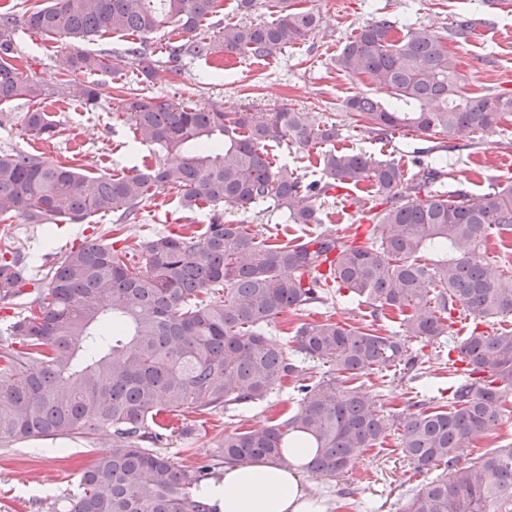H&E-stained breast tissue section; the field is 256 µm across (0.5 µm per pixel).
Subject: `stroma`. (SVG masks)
Returning a JSON list of instances; mask_svg holds the SVG:
<instances>
[{"mask_svg":"<svg viewBox=\"0 0 512 512\" xmlns=\"http://www.w3.org/2000/svg\"><path fill=\"white\" fill-rule=\"evenodd\" d=\"M300 7L318 13L319 28L305 41L286 48L275 57L256 60L248 56H216L184 62L181 75H174L167 62L168 45L176 40L172 28L146 35L156 60L150 80H143L134 67L111 74L112 96L90 110L67 93L66 81H99V74L71 73L67 60L74 50L109 54L123 52L132 36L104 34L92 41L17 32L19 64L25 75L50 91L45 109L50 112L57 135L47 148L49 157L71 162L81 171L95 175L117 174L121 169L154 163L149 147L134 143L130 122L121 112L118 99L145 92L164 99L215 105L233 112L247 107L269 112L287 107L305 112L317 123L345 126L337 149L360 151L377 159L398 162L405 175H412L416 159H428L436 144L448 151L447 190L465 189L470 194L486 193L494 186L512 183V121L502 122L496 132L475 138L428 137L416 132L381 137L359 128L347 113L345 102L358 94L385 101V90L370 84L367 77H354L337 69L334 59L345 42L361 26L384 15L399 23H415L436 31L446 40L448 56L463 77L465 93L512 92V0H297ZM484 20L487 31L480 37L459 39L452 30L460 17ZM27 101L0 107V150H29L34 140L27 132L23 115ZM320 150L297 145L271 147L270 160L288 164L307 180L320 176ZM319 223L290 224L281 213L227 209L228 224L247 225L256 237L274 242L284 238L314 237L337 233L349 225H365L368 215L348 212L341 199L316 200ZM206 209L182 208L175 195L167 194L144 209V219L129 224L125 234L147 240L184 225L200 235L211 222ZM114 217L92 216L80 224H26L18 218H0V238L19 248L31 265L51 266L73 246L85 241L106 242ZM371 308L364 299H347L311 308L310 312L278 317L268 327L276 343L290 342L306 319L346 322L355 326L370 323ZM410 350L426 360L427 372L414 382L381 386L376 375L364 374L355 385L374 398L384 414L401 415L417 397L448 398L456 375L436 357V346L413 339ZM298 405L293 381H286L265 400L244 410L218 411L206 417L180 411L172 416L174 432L160 448L176 463L192 465L209 461L215 443L224 431L247 429L284 419ZM112 446L109 435L100 433L77 440L47 437L0 446V512H48L50 503L66 494L78 472L91 467L98 455ZM431 476L415 471L400 450L397 433L391 432L361 456L349 472L337 478L344 495L325 487V480L310 474L308 481L322 497L326 512H404L409 493L421 489Z\"/></svg>","mask_w":512,"mask_h":512,"instance_id":"1","label":"stroma"}]
</instances>
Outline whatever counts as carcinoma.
<instances>
[{"instance_id":"1","label":"carcinoma","mask_w":512,"mask_h":512,"mask_svg":"<svg viewBox=\"0 0 512 512\" xmlns=\"http://www.w3.org/2000/svg\"><path fill=\"white\" fill-rule=\"evenodd\" d=\"M221 2L46 0L20 15L0 13V104L32 102L26 128L42 141L56 136L39 107L45 89L15 64L19 29L85 40L172 25L181 39L170 43L168 57L177 62L218 54L264 60L319 27L313 11L275 0L272 22L226 24L212 38L204 29ZM155 63L143 41L110 59L70 57L75 72L107 74L133 64L145 80ZM335 64L368 76L392 98L387 106L367 94L345 102L377 135L407 129L470 136L512 117V92L463 94L442 37L426 26L382 16L347 40ZM105 88L74 80L69 94L92 109ZM120 104L133 140L161 153L154 163L132 174L91 176L40 154L0 151V216L77 224L112 213L132 224L144 203L173 189L185 209L265 205L287 212L293 224L318 223L311 198L335 188L369 185L386 207L371 216L361 245L338 233L269 244L216 215L196 241L179 232L120 248L81 244L39 279L26 276L17 248L0 244V300L29 297L24 313L0 319V445L112 437V449L49 512H211L200 488L226 464L289 468L283 448L300 437L317 449L311 468L331 483L392 430L415 471L442 470L408 498L405 512H512V443L467 465L458 457L464 444L497 425L512 393V330L481 329L512 316V272L493 268L487 254L491 236L512 235V184L479 196L450 194L439 189L444 170L434 162L405 178L392 160L334 149L322 154L321 179L306 182L297 169L273 165L267 147L284 140L331 144L341 137L336 125L294 110L226 112L144 93ZM342 295L365 299L375 322L396 315L402 335L431 345L448 342L454 312L471 320L468 335L448 347V368L459 361L464 367L446 403L420 400L415 411L390 418L350 387L369 369L395 367L416 379L418 359L395 331L332 320L302 324L294 353L330 365L317 379L267 336L266 327L289 310ZM290 377L299 379L297 411L225 432L209 463L178 465L158 451L173 431L169 413L245 407Z\"/></svg>"}]
</instances>
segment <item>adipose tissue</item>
I'll list each match as a JSON object with an SVG mask.
<instances>
[{"label":"adipose tissue","mask_w":512,"mask_h":512,"mask_svg":"<svg viewBox=\"0 0 512 512\" xmlns=\"http://www.w3.org/2000/svg\"><path fill=\"white\" fill-rule=\"evenodd\" d=\"M286 453L293 461L288 470L264 462L225 466L202 486L204 501L212 512H325L305 485L314 449L293 443Z\"/></svg>","instance_id":"adipose-tissue-1"}]
</instances>
